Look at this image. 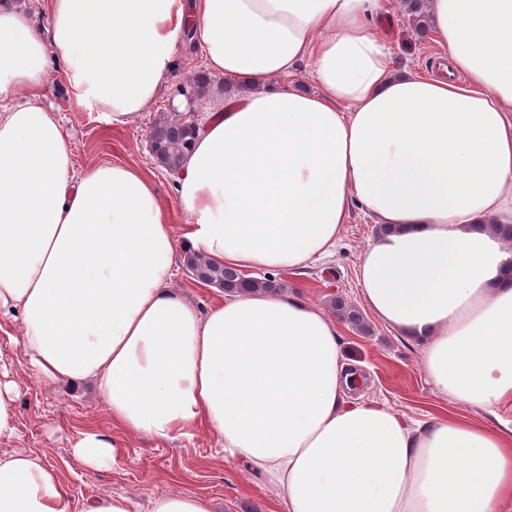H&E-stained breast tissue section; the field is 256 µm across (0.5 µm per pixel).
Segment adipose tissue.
Listing matches in <instances>:
<instances>
[{
  "label": "adipose tissue",
  "instance_id": "adipose-tissue-1",
  "mask_svg": "<svg viewBox=\"0 0 512 512\" xmlns=\"http://www.w3.org/2000/svg\"><path fill=\"white\" fill-rule=\"evenodd\" d=\"M450 76L398 70L390 0H48L38 30L0 0V316L45 383L93 382L113 426L214 432L286 512H512V422L413 420L349 402L340 324L253 290L201 312L172 287L199 254L295 271L333 253L353 208L377 234L357 267L373 313L422 347L442 392L512 401V0H426ZM233 81L176 178L174 232L149 172L76 165L46 105L125 123L158 95L185 32ZM307 65L314 91L296 80ZM120 443L90 425L86 468ZM0 512H77L59 470L0 454Z\"/></svg>",
  "mask_w": 512,
  "mask_h": 512
}]
</instances>
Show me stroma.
<instances>
[{
  "mask_svg": "<svg viewBox=\"0 0 512 512\" xmlns=\"http://www.w3.org/2000/svg\"><path fill=\"white\" fill-rule=\"evenodd\" d=\"M380 29L399 65L439 71L443 62L439 48L432 36L416 34L401 0H393ZM176 57V67L156 100L125 124L112 125L101 113L80 109L53 81L48 84L47 102L64 123L78 167L120 161L152 172L161 202L172 210L174 224L180 225L184 215L177 202L175 177L153 158L151 129L163 114L199 116L220 109L224 80L212 78L205 90H197L194 80L205 70L201 49L184 42ZM374 232L370 219L353 209L332 256L301 270L276 273L275 278L287 294L325 311L337 293L363 306L356 270ZM372 326L370 336L358 335L346 324L341 327L345 358L366 378L363 386L348 391V399L385 401L413 420L447 415L490 425L498 416L512 419V402L502 404L493 417L441 392L422 369L420 345L381 321H373ZM20 333L19 322L0 323V367H6L19 383L15 434L0 441V453L23 449L45 455L60 470L80 508L85 510L101 498L123 496L129 501V512H150V501L156 495L185 492L206 498L212 512H283L282 506L271 503L261 477L243 463L225 458L217 437L206 430L172 440L124 434L119 436L124 452L110 468L85 469L73 457L71 443L90 424L106 435L116 434L106 406L87 384L49 385L34 377L13 341Z\"/></svg>",
  "mask_w": 512,
  "mask_h": 512,
  "instance_id": "35a3bbf8",
  "label": "stroma"
}]
</instances>
